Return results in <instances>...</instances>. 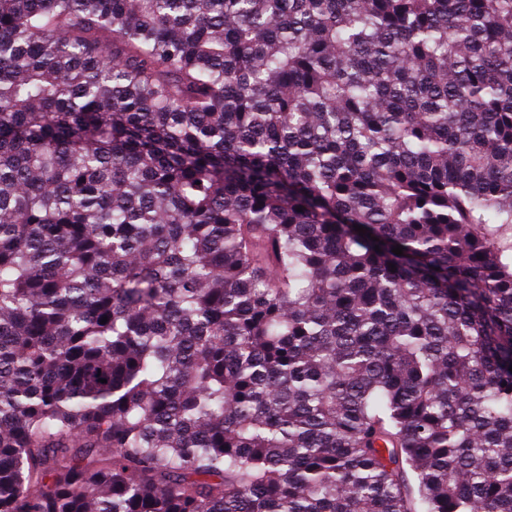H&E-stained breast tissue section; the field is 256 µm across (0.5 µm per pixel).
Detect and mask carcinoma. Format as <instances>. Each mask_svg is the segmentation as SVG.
<instances>
[{
  "instance_id": "1",
  "label": "carcinoma",
  "mask_w": 512,
  "mask_h": 512,
  "mask_svg": "<svg viewBox=\"0 0 512 512\" xmlns=\"http://www.w3.org/2000/svg\"><path fill=\"white\" fill-rule=\"evenodd\" d=\"M0 512H512V0H0Z\"/></svg>"
}]
</instances>
